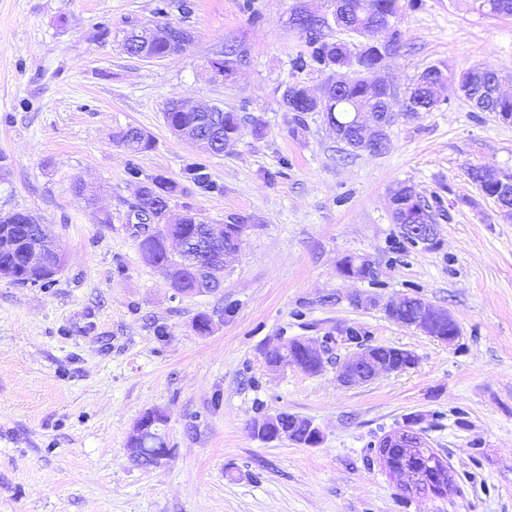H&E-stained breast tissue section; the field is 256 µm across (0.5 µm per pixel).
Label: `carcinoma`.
Here are the masks:
<instances>
[{"label": "carcinoma", "mask_w": 512, "mask_h": 512, "mask_svg": "<svg viewBox=\"0 0 512 512\" xmlns=\"http://www.w3.org/2000/svg\"><path fill=\"white\" fill-rule=\"evenodd\" d=\"M401 0H344V15L340 22L330 26L320 25L314 21L306 23L305 43L311 49L309 58H315L319 51H324L330 59L336 58V50L342 48V41L327 40L328 33H350L362 40L384 41L389 37L390 27L395 25L400 10ZM173 41L156 39L148 46V53L156 58H165L181 52L192 40V32L181 25L174 27ZM497 71L488 68L484 75L471 69L461 73L458 85L463 95L481 112H492L495 117L506 115L512 118V97H499L495 94L492 81ZM449 79L437 66L427 67L418 77L413 88V99L417 109L422 112L431 111V105L441 88L440 81ZM325 83L330 94L324 103L315 106L306 100L298 89L299 83L288 85L282 93V103L290 112H320L327 123H341V129L347 136L345 145L354 152L360 150L356 128L352 125L354 114L361 111L387 113L386 125L395 122L397 114L390 108L389 95L378 94L371 90L368 83L356 71L339 85H334V76L327 74ZM208 113L186 112L174 108L163 113L164 121L169 130L182 129L189 133L197 144V149L207 154L224 152L226 144L236 142L245 128L244 120L234 112L219 113L220 120L208 126ZM142 129L129 126L120 130L115 139L133 153H141L151 146V136L140 135ZM144 193L140 200L145 205H153L157 200L170 202L178 192V185L165 177L156 176L142 182ZM203 223L200 213L186 211L176 224H165L172 240L188 249L195 248L196 230ZM224 237L216 247L219 252L226 250L237 252L241 245L238 232L232 225H224ZM41 231L38 218L27 211L0 209V270L9 275L10 283L24 286L38 285L42 288L51 287L54 277L61 273L65 254L46 252V265L43 273L35 274L26 267V256L38 242L37 233ZM138 248L144 262L153 267H166L174 270L179 287L186 295L193 294L197 288L216 290L224 282V264L215 261L208 263L201 270H189L180 260L179 253L168 250L163 236L145 237L138 242Z\"/></svg>", "instance_id": "1"}]
</instances>
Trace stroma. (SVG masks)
I'll use <instances>...</instances> for the list:
<instances>
[{"label":"stroma","mask_w":512,"mask_h":512,"mask_svg":"<svg viewBox=\"0 0 512 512\" xmlns=\"http://www.w3.org/2000/svg\"><path fill=\"white\" fill-rule=\"evenodd\" d=\"M295 1L0 0V206L39 217L66 253L51 287L0 279V512H512V217L468 175L512 176V123L452 85L433 111L396 122L383 152L342 156L321 113L281 104L286 84L325 78L292 66L307 51L289 25ZM148 22L194 40L162 60L124 53L125 31ZM397 27L402 47L380 72L396 102L430 65L489 67L512 90V15L407 0ZM230 40L249 63L213 78L207 62ZM174 98L264 134L200 153L164 122ZM127 126L151 148L118 145ZM197 164L215 191L187 178ZM158 175L179 185L173 213L245 225L219 292L177 296L142 261L129 215L138 181ZM401 182L428 204L437 246L411 245L393 223ZM366 254L371 278L339 275L344 257ZM404 294L448 310L458 337L389 319L384 303ZM348 328L415 365L341 385ZM292 337L327 341L323 371L267 367L266 350ZM150 409L167 415L173 453L144 467L126 442ZM281 412L312 421L323 443L254 438V418ZM405 427L446 463L447 494L405 498L371 452Z\"/></svg>","instance_id":"obj_1"}]
</instances>
